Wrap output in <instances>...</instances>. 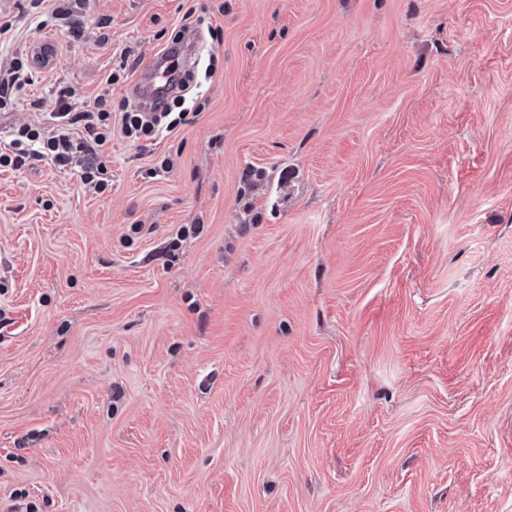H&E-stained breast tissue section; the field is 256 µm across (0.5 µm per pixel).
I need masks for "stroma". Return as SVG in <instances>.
Masks as SVG:
<instances>
[{"label": "stroma", "mask_w": 512, "mask_h": 512, "mask_svg": "<svg viewBox=\"0 0 512 512\" xmlns=\"http://www.w3.org/2000/svg\"><path fill=\"white\" fill-rule=\"evenodd\" d=\"M183 3L0 0V142ZM197 3L194 122L0 171V512H512V0ZM36 61L35 56L31 60L22 56L13 59L3 73L0 71V108L12 103L17 93L35 82Z\"/></svg>", "instance_id": "1"}]
</instances>
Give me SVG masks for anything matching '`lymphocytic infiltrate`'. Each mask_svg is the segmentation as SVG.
<instances>
[{
    "label": "lymphocytic infiltrate",
    "mask_w": 512,
    "mask_h": 512,
    "mask_svg": "<svg viewBox=\"0 0 512 512\" xmlns=\"http://www.w3.org/2000/svg\"><path fill=\"white\" fill-rule=\"evenodd\" d=\"M73 93L61 89L48 124L25 125L0 148V169L18 170L28 162L45 159L58 167L77 165L82 182L98 192L109 187L107 164L97 152L112 136V114L120 112L121 131L133 141H153L187 124L199 115L205 103L194 93L187 80H178L176 92L166 95L159 112L146 113L129 101L113 102L110 96H98L92 108L78 109Z\"/></svg>",
    "instance_id": "obj_1"
}]
</instances>
